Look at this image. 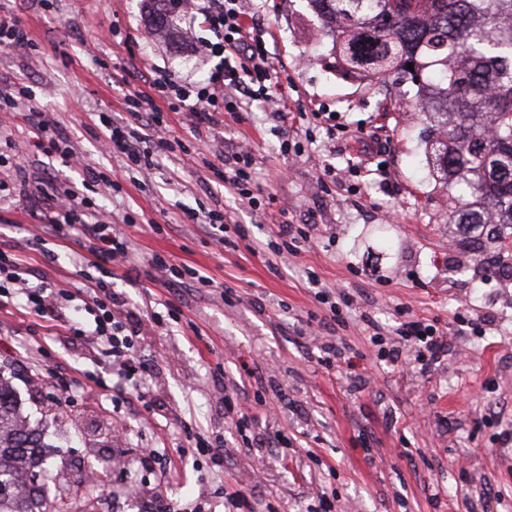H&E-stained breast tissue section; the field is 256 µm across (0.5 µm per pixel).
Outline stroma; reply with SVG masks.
I'll list each match as a JSON object with an SVG mask.
<instances>
[{"label":"stroma","mask_w":512,"mask_h":512,"mask_svg":"<svg viewBox=\"0 0 512 512\" xmlns=\"http://www.w3.org/2000/svg\"><path fill=\"white\" fill-rule=\"evenodd\" d=\"M263 19V40L291 111L317 113L284 129L256 103L225 113L223 125L190 135L184 115L164 118L180 144L150 178L120 153L100 151L102 117L152 135L124 96L148 90L152 70L201 82L209 65L196 47L213 35H184L179 14L165 28L149 0H0V15L30 31L31 51L0 47V78L22 77L40 110L72 132L77 151L116 188L94 201L122 230L130 262L112 268V289L135 319L157 312L162 325L138 337V357L155 368L145 394L113 400L112 373L98 348L67 324L21 307L0 310V374L16 388L32 425L43 429L51 464L41 476L49 502L68 512H224L241 490L242 512H512V280L475 267L472 252L448 236V192L428 173L422 123L400 105L397 86L368 82L337 67L330 37L309 0H247ZM121 29L127 41L107 34ZM16 142L14 164L27 182L55 176L81 185L84 174L34 154L32 129L0 117ZM251 149L257 207L239 204L212 151ZM326 156L335 179L312 166ZM386 166L387 182L356 172L360 158ZM49 198L17 191L0 201V250L22 256L32 275L56 287H84L85 254L76 236L46 224ZM187 208L226 213L224 244L183 219ZM284 212L310 225L293 254L261 249L266 215ZM199 270L208 284L163 281L153 255ZM349 294L329 335L350 351L338 367L317 362L300 334L309 314L329 309L306 273ZM370 312L392 342L401 323L432 320L456 351L440 366L403 368L380 357L359 332ZM493 316L486 334L468 319ZM253 420L238 429L225 395ZM285 446L271 443L274 433ZM222 442L214 464L196 437ZM161 449L146 462L140 451Z\"/></svg>","instance_id":"stroma-1"}]
</instances>
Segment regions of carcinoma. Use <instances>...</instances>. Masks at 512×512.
<instances>
[{
    "instance_id": "carcinoma-1",
    "label": "carcinoma",
    "mask_w": 512,
    "mask_h": 512,
    "mask_svg": "<svg viewBox=\"0 0 512 512\" xmlns=\"http://www.w3.org/2000/svg\"><path fill=\"white\" fill-rule=\"evenodd\" d=\"M312 2L346 72L393 77L426 124L451 223L485 229L496 248L512 241V0ZM44 447L0 376V512H45L44 490L23 479L46 465Z\"/></svg>"
}]
</instances>
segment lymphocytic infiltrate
Here are the masks:
<instances>
[{
    "label": "lymphocytic infiltrate",
    "instance_id": "f902f5d3",
    "mask_svg": "<svg viewBox=\"0 0 512 512\" xmlns=\"http://www.w3.org/2000/svg\"><path fill=\"white\" fill-rule=\"evenodd\" d=\"M198 12L215 36L214 42L204 50L205 56L216 60L207 81L201 84L187 78L175 79L164 72L153 78L152 93L136 92L126 99L135 111L151 112L158 121L162 136L155 141L153 149L135 146L124 127L109 121L102 124L104 143L134 158L148 171L158 166L156 153L171 145L163 136L168 125L162 120L164 112L157 109L156 98L165 99L169 111L189 113L190 130L195 134L202 128L218 125L220 113L238 111L255 101L273 103L274 117L279 123H287L290 117L288 97L276 80V70L264 41L255 35L254 25L245 20L242 0H205ZM32 99L28 87L11 81L0 83V111L20 113L35 134L36 152L70 165L76 155L73 142L48 113L32 106ZM28 192L33 197L52 193L56 207L51 226L56 233L76 230L84 236L91 259L81 275L88 286L73 293L44 280L32 282L30 271L19 255L0 251V308L20 305L38 316L63 322L67 316L60 307L61 301L78 302L81 310L92 315L93 323L88 328L75 326L74 331L97 341L117 378L113 392L121 394L130 388H142L151 378L153 367L136 357V330L128 326V314L112 290L110 269L111 264L128 260L129 240L114 224L112 216L93 208L88 197L70 182L45 181L29 186ZM397 334L398 342L386 352L393 363L412 352L410 343L414 340L423 343L424 349L412 353L429 369L440 364L451 351L445 334L428 323L404 324Z\"/></svg>",
    "mask_w": 512,
    "mask_h": 512
}]
</instances>
